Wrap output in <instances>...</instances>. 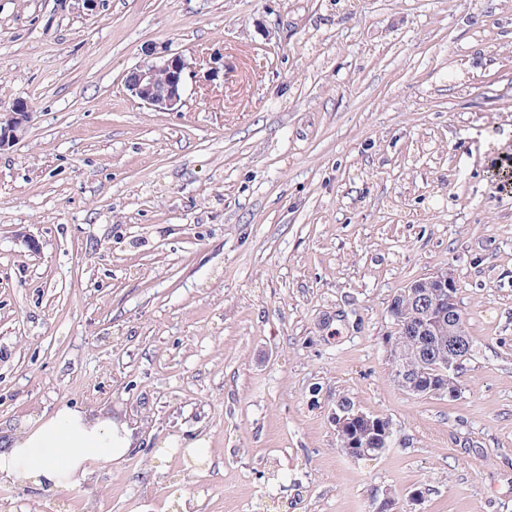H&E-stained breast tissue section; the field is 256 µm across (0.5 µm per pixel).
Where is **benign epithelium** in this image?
<instances>
[{"label":"benign epithelium","mask_w":512,"mask_h":512,"mask_svg":"<svg viewBox=\"0 0 512 512\" xmlns=\"http://www.w3.org/2000/svg\"><path fill=\"white\" fill-rule=\"evenodd\" d=\"M187 69L188 63L182 56L161 55L149 48L146 58L129 71L125 86L133 97L156 111L178 112L183 106ZM30 109L28 103L19 101L10 111L0 113V150L23 135L30 119ZM426 288L431 292H424ZM455 288V277L446 270L425 281L411 283L390 306L391 316L401 327V337L415 340L434 330L435 323L457 318ZM467 341V337L458 334L448 336V362L444 363L441 382H434L426 368L404 365L395 369L394 382L414 396L427 391L433 395L453 396L454 388L448 387V383L456 375L457 364L464 359ZM334 420L338 436L346 440L348 456L352 458L371 457L377 449L393 444V425L386 417L369 416L354 407L343 410V415L335 416Z\"/></svg>","instance_id":"1"}]
</instances>
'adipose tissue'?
<instances>
[{
	"instance_id": "1",
	"label": "adipose tissue",
	"mask_w": 512,
	"mask_h": 512,
	"mask_svg": "<svg viewBox=\"0 0 512 512\" xmlns=\"http://www.w3.org/2000/svg\"><path fill=\"white\" fill-rule=\"evenodd\" d=\"M134 430L119 418L69 405L30 416L0 447V480L47 490L76 487L95 462L118 463L130 452Z\"/></svg>"
}]
</instances>
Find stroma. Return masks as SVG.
Instances as JSON below:
<instances>
[{"label": "stroma", "instance_id": "stroma-1", "mask_svg": "<svg viewBox=\"0 0 512 512\" xmlns=\"http://www.w3.org/2000/svg\"><path fill=\"white\" fill-rule=\"evenodd\" d=\"M148 45L189 64L181 111L128 93ZM17 100L0 439L66 402L138 442L0 512H512V0H0ZM444 269L472 352L418 397L389 306ZM344 399L393 445L342 453Z\"/></svg>", "mask_w": 512, "mask_h": 512}]
</instances>
